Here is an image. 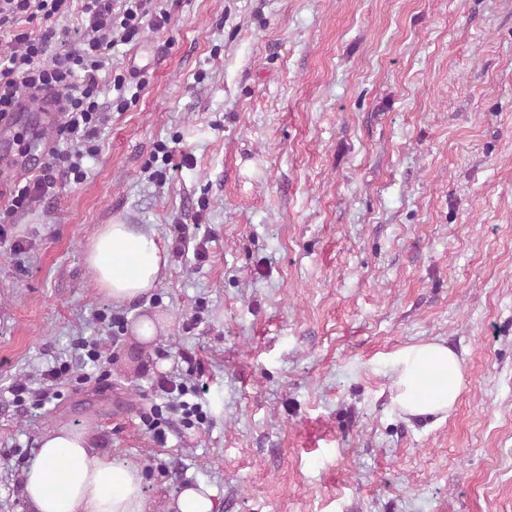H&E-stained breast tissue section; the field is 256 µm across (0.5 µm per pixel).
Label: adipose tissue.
Here are the masks:
<instances>
[{"label": "adipose tissue", "mask_w": 512, "mask_h": 512, "mask_svg": "<svg viewBox=\"0 0 512 512\" xmlns=\"http://www.w3.org/2000/svg\"><path fill=\"white\" fill-rule=\"evenodd\" d=\"M165 248L147 224H106L92 238L86 263L99 291L128 302L153 290L167 265ZM391 404L411 417L447 418L458 401L462 366L446 345L403 348L391 365ZM63 479H55L57 470ZM143 469L99 452L85 429L45 433L28 468L23 495L30 512H150Z\"/></svg>", "instance_id": "adipose-tissue-1"}]
</instances>
